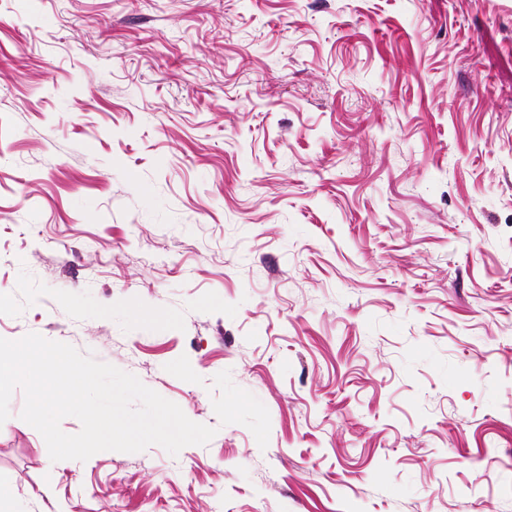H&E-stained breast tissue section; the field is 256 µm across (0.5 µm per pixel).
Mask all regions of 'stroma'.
<instances>
[{
  "mask_svg": "<svg viewBox=\"0 0 512 512\" xmlns=\"http://www.w3.org/2000/svg\"><path fill=\"white\" fill-rule=\"evenodd\" d=\"M215 428L18 512H512V0H0V337Z\"/></svg>",
  "mask_w": 512,
  "mask_h": 512,
  "instance_id": "35a3bbf8",
  "label": "stroma"
}]
</instances>
